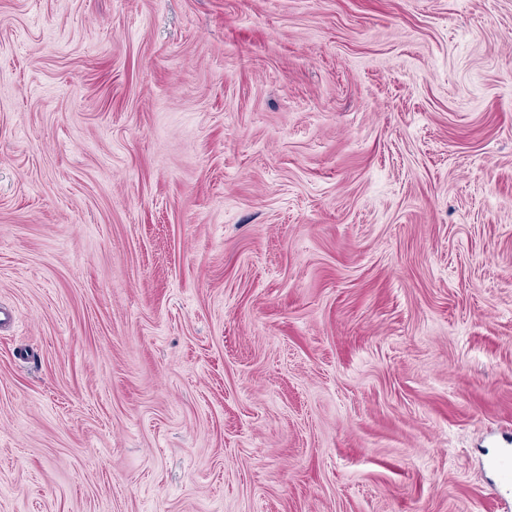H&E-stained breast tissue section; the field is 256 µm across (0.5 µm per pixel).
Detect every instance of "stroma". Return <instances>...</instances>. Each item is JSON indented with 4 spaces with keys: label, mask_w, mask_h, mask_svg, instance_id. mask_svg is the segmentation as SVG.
Instances as JSON below:
<instances>
[{
    "label": "stroma",
    "mask_w": 512,
    "mask_h": 512,
    "mask_svg": "<svg viewBox=\"0 0 512 512\" xmlns=\"http://www.w3.org/2000/svg\"><path fill=\"white\" fill-rule=\"evenodd\" d=\"M512 0H0V512H504Z\"/></svg>",
    "instance_id": "stroma-1"
}]
</instances>
